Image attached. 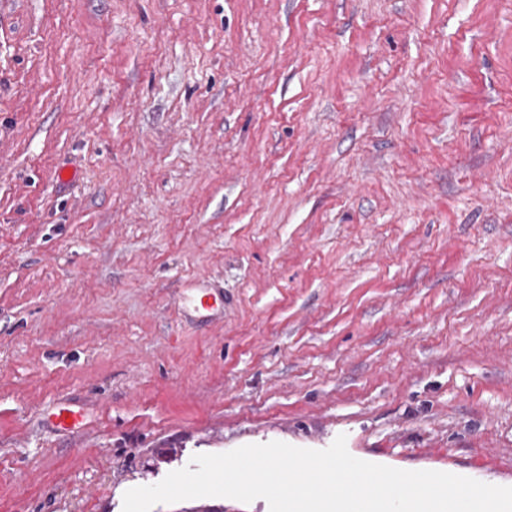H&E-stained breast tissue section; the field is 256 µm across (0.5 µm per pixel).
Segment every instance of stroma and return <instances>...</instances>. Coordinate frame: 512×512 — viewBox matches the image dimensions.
<instances>
[{"label":"stroma","mask_w":512,"mask_h":512,"mask_svg":"<svg viewBox=\"0 0 512 512\" xmlns=\"http://www.w3.org/2000/svg\"><path fill=\"white\" fill-rule=\"evenodd\" d=\"M341 434L512 486V0H0V512Z\"/></svg>","instance_id":"1"}]
</instances>
